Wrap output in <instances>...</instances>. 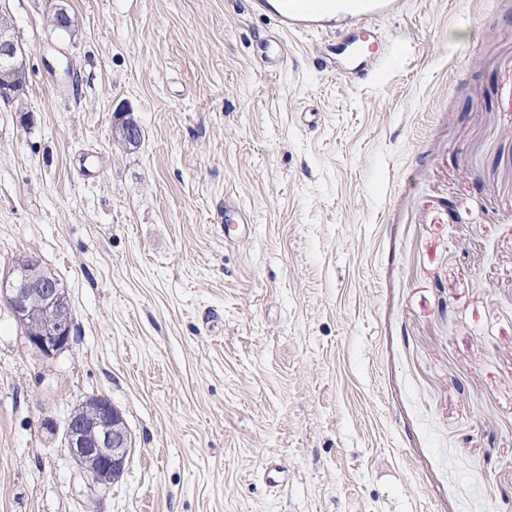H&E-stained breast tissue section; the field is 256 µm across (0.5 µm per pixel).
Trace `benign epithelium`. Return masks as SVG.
Segmentation results:
<instances>
[{
    "instance_id": "7a95c632",
    "label": "benign epithelium",
    "mask_w": 512,
    "mask_h": 512,
    "mask_svg": "<svg viewBox=\"0 0 512 512\" xmlns=\"http://www.w3.org/2000/svg\"><path fill=\"white\" fill-rule=\"evenodd\" d=\"M13 39L10 29H0V63L11 66ZM113 133L119 135L129 146L138 144L141 129L130 113L119 114ZM60 289L52 278L23 277L5 278L0 281V299L10 308L14 317L22 324L27 323L31 306L42 305L54 320L45 328L36 330L27 337L28 342L44 355L51 356L71 341V311L57 304ZM70 415L66 422L65 443L76 463L85 465L96 461L104 468L122 474L127 458L132 451L131 435L124 421H115L116 408L112 402L101 397L97 417L91 424L93 441H87L85 424L74 421Z\"/></svg>"
}]
</instances>
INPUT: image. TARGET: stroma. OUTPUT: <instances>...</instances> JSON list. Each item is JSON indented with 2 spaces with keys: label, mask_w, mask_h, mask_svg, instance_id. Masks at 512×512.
<instances>
[{
  "label": "stroma",
  "mask_w": 512,
  "mask_h": 512,
  "mask_svg": "<svg viewBox=\"0 0 512 512\" xmlns=\"http://www.w3.org/2000/svg\"><path fill=\"white\" fill-rule=\"evenodd\" d=\"M50 5L0 0V277L37 257L73 338L0 301V512H512V0H402L360 86L247 0ZM16 45L17 56L12 65L13 39L10 34V28L0 29V61L1 65L3 64L4 67H8L0 69V80L8 81L14 86V88L22 91L24 86L23 62L19 63V60H22L23 53L17 42ZM14 88L9 86H0V98L7 101L14 100L16 98L13 96L16 91ZM130 115L128 112L119 114L118 122L113 126V133L121 136L127 145L134 146L138 144L141 129ZM96 397L88 398L75 411H80L83 418H95L90 425L94 431V437L90 430L86 433L93 441H87L85 434L86 424L74 421L76 413H72L66 422L65 443L76 463L84 466L89 460L97 461L104 468L111 470L112 473L121 475L127 458L132 451L131 435L121 415H116L117 409L112 406V402L100 396V407L95 403ZM99 410V412H98ZM98 412V414H97ZM118 416L120 421L113 420ZM88 462L85 470L88 480L92 486L97 483V474L99 482L112 483V476L96 468L94 462ZM97 471V473L94 470ZM114 481V480H113Z\"/></svg>",
  "instance_id": "obj_1"
}]
</instances>
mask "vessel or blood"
I'll return each instance as SVG.
<instances>
[{"instance_id":"obj_1","label":"vessel or blood","mask_w":512,"mask_h":512,"mask_svg":"<svg viewBox=\"0 0 512 512\" xmlns=\"http://www.w3.org/2000/svg\"><path fill=\"white\" fill-rule=\"evenodd\" d=\"M399 0H288L280 9L276 0H249L253 12L274 16L281 33L321 34L326 40H345L347 23H355L366 38L372 39V51L378 56L394 57L398 51L376 37L379 20L393 13Z\"/></svg>"}]
</instances>
